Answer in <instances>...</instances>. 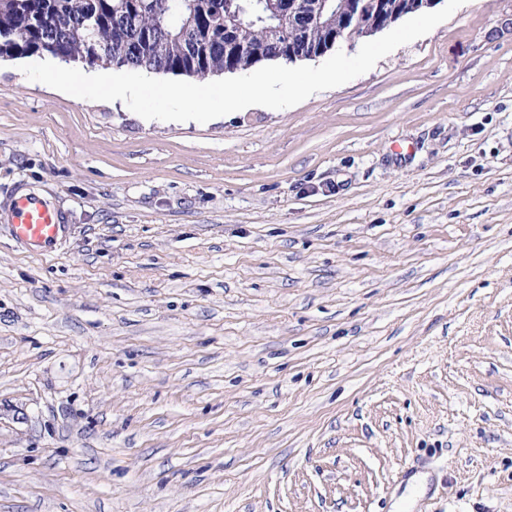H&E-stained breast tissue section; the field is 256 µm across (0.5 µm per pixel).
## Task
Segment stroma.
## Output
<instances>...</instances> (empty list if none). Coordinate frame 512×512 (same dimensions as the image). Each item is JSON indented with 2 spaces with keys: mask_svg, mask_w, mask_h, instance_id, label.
Masks as SVG:
<instances>
[{
  "mask_svg": "<svg viewBox=\"0 0 512 512\" xmlns=\"http://www.w3.org/2000/svg\"><path fill=\"white\" fill-rule=\"evenodd\" d=\"M0 59V512H512V0L274 110ZM67 216L51 195L18 185L0 201V223L20 245L54 254L67 231Z\"/></svg>",
  "mask_w": 512,
  "mask_h": 512,
  "instance_id": "obj_1",
  "label": "stroma"
}]
</instances>
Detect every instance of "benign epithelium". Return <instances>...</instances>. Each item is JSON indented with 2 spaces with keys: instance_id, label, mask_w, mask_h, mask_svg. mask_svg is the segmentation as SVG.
<instances>
[{
  "instance_id": "benign-epithelium-1",
  "label": "benign epithelium",
  "mask_w": 512,
  "mask_h": 512,
  "mask_svg": "<svg viewBox=\"0 0 512 512\" xmlns=\"http://www.w3.org/2000/svg\"><path fill=\"white\" fill-rule=\"evenodd\" d=\"M268 9L281 19H290L298 11V0H264ZM439 0H397L389 5L387 0H377L372 14L363 10L362 0H341V6L326 16L316 15L321 26L332 32L328 49H333L355 36H363L389 28L401 18L424 12L434 7Z\"/></svg>"
}]
</instances>
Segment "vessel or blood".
<instances>
[{
	"instance_id": "b4317fda",
	"label": "vessel or blood",
	"mask_w": 512,
	"mask_h": 512,
	"mask_svg": "<svg viewBox=\"0 0 512 512\" xmlns=\"http://www.w3.org/2000/svg\"><path fill=\"white\" fill-rule=\"evenodd\" d=\"M0 223L20 245L42 255L57 251L67 216L51 195L18 185L0 198Z\"/></svg>"
}]
</instances>
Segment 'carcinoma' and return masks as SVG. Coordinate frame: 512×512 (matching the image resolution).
<instances>
[{"instance_id": "cac0c4a2", "label": "carcinoma", "mask_w": 512, "mask_h": 512, "mask_svg": "<svg viewBox=\"0 0 512 512\" xmlns=\"http://www.w3.org/2000/svg\"><path fill=\"white\" fill-rule=\"evenodd\" d=\"M301 49L327 47L329 32L300 17ZM275 25L260 0H0V57L46 54L92 68H130L206 80L248 72L250 58L226 46L255 45L268 61H283ZM101 45L112 57L96 55Z\"/></svg>"}]
</instances>
